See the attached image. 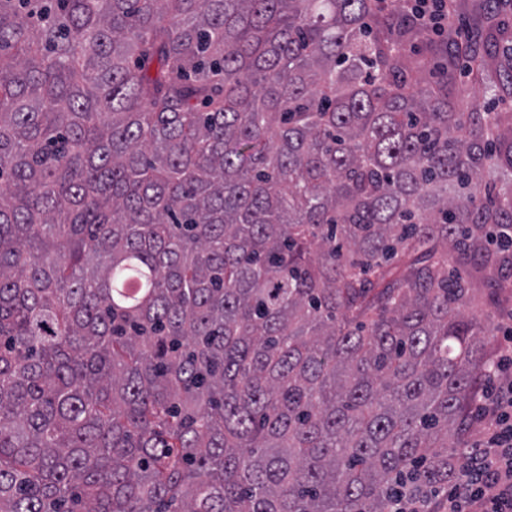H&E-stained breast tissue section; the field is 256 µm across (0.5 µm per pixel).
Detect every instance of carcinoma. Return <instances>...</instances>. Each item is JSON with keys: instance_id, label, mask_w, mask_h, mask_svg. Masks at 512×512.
<instances>
[{"instance_id": "cac0c4a2", "label": "carcinoma", "mask_w": 512, "mask_h": 512, "mask_svg": "<svg viewBox=\"0 0 512 512\" xmlns=\"http://www.w3.org/2000/svg\"><path fill=\"white\" fill-rule=\"evenodd\" d=\"M487 21L466 54L512 95ZM372 0H0V512H439L512 282V111ZM422 51L416 52L413 56L417 57L420 69L425 73L426 78L433 84L446 80V69L442 68V61L438 55H420ZM470 99L472 105L480 112H499L505 108L512 109V97L491 99L484 96L479 90H471Z\"/></svg>"}]
</instances>
